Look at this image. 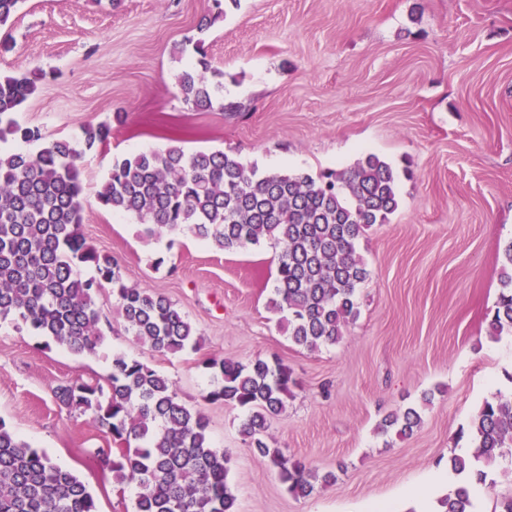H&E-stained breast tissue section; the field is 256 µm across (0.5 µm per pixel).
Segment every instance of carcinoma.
<instances>
[{"label":"carcinoma","mask_w":512,"mask_h":512,"mask_svg":"<svg viewBox=\"0 0 512 512\" xmlns=\"http://www.w3.org/2000/svg\"><path fill=\"white\" fill-rule=\"evenodd\" d=\"M179 75L184 101L195 112L212 108L221 83L204 42ZM45 73L0 76V320L25 325L76 355L95 353L103 340L96 292L109 285L124 329L151 350L176 354L199 344L196 328L165 296L127 282L111 256L81 233L83 184L76 159L108 141L109 123L88 124L75 140L49 138L19 124L16 112ZM12 141L36 143L34 153ZM397 173L368 153L352 165L314 176L303 170L264 174L232 151L187 152L180 146L140 151L112 164L98 204L131 216L152 236L188 226L222 250L268 241L280 247L273 309L283 314L288 340L317 349L338 342L358 314L357 289L371 276L357 248L366 230L387 224L399 205ZM94 268L85 278L80 266ZM501 291L488 333H512V241L500 252ZM220 375L208 393L247 412L241 433L252 453L272 466L288 494L311 496L336 482L270 443L268 419L285 411L297 382L279 360H206ZM56 403L89 416L117 445L118 459L101 458L121 485L139 489L135 512H236L228 482L230 458L214 448L208 420L183 404L169 379L147 363L112 356L108 388L73 380L53 390ZM421 423L410 406L384 417L379 430L399 438ZM472 454L448 458L452 474L470 475L439 500L440 512H474L471 484L486 482L499 461L512 458V396L495 394L472 417ZM0 512H97L74 472L33 449L0 418Z\"/></svg>","instance_id":"carcinoma-1"}]
</instances>
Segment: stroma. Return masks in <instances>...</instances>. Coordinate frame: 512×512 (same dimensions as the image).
Here are the masks:
<instances>
[{
    "mask_svg": "<svg viewBox=\"0 0 512 512\" xmlns=\"http://www.w3.org/2000/svg\"><path fill=\"white\" fill-rule=\"evenodd\" d=\"M5 36L1 75L45 74L15 115L21 125L70 139L112 124L110 140L77 161L87 242L131 284L175 303L201 340L151 352L125 332L108 287L96 294L105 338L92 356L0 321V418L75 472L98 512H133L137 487L117 485L100 462L117 454L111 437L52 394L75 379L106 384L122 353L207 417L214 447L231 457L236 512H416L409 490L445 470L485 398L512 392V335L486 333L499 252L512 241V0H239L221 10L214 0H21ZM198 38L224 73L225 99L245 105L238 118L184 102L177 77L190 58L174 47ZM171 145L232 150L262 172L315 174L365 153L392 164L399 207L359 243L371 276L339 343L310 351L280 328L269 308L279 247L224 251L188 230L148 238L135 218L99 206L115 160ZM219 355L290 368L298 386L269 434L286 455L335 472V484L293 498L251 453L243 411L207 398L203 361ZM409 406L422 411L411 437L376 434Z\"/></svg>",
    "mask_w": 512,
    "mask_h": 512,
    "instance_id": "stroma-1",
    "label": "stroma"
}]
</instances>
